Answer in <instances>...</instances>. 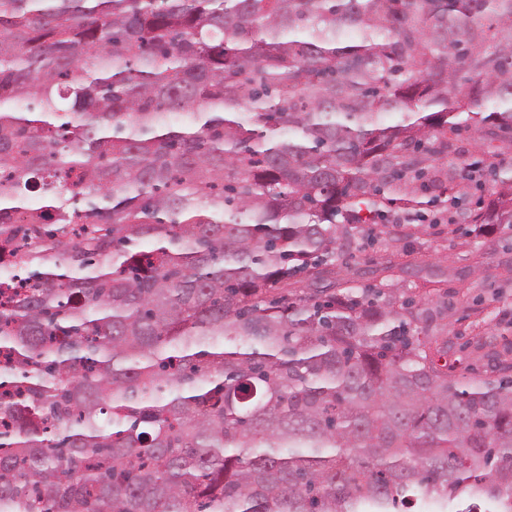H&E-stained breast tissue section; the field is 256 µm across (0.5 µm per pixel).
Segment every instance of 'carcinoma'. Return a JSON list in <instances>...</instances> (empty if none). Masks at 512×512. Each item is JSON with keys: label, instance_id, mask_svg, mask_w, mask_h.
<instances>
[{"label": "carcinoma", "instance_id": "cac0c4a2", "mask_svg": "<svg viewBox=\"0 0 512 512\" xmlns=\"http://www.w3.org/2000/svg\"><path fill=\"white\" fill-rule=\"evenodd\" d=\"M504 144L512 0H0V512H512V378L336 281L512 228ZM0 267V312L3 313L13 305L14 295L17 291L13 285H17L21 281L23 269L13 260L6 258L3 253Z\"/></svg>", "mask_w": 512, "mask_h": 512}]
</instances>
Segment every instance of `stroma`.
Instances as JSON below:
<instances>
[{
  "label": "stroma",
  "instance_id": "1",
  "mask_svg": "<svg viewBox=\"0 0 512 512\" xmlns=\"http://www.w3.org/2000/svg\"><path fill=\"white\" fill-rule=\"evenodd\" d=\"M350 251L342 278L376 284L391 265L406 295L423 297L428 279L447 291V307L421 334L436 338L456 373L494 380L498 360L512 362V232L448 234L426 225L416 233L391 225L376 238L362 230Z\"/></svg>",
  "mask_w": 512,
  "mask_h": 512
}]
</instances>
